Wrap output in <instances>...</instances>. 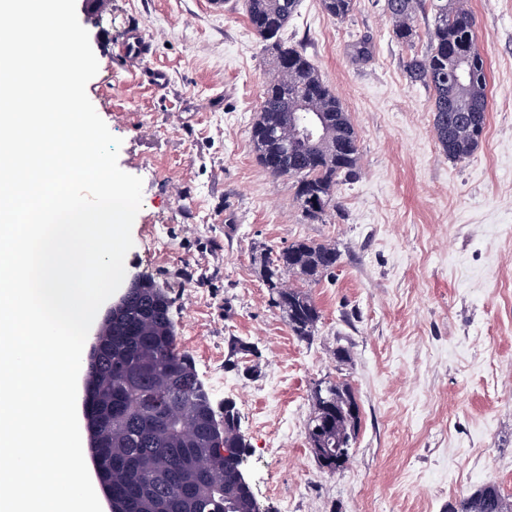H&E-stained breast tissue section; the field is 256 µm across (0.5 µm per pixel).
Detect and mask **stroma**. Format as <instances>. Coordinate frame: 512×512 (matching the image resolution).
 <instances>
[{"label":"stroma","instance_id":"1","mask_svg":"<svg viewBox=\"0 0 512 512\" xmlns=\"http://www.w3.org/2000/svg\"><path fill=\"white\" fill-rule=\"evenodd\" d=\"M223 2L112 0L110 14L84 23L99 65L87 96L122 140L120 169L143 182L126 280L146 276L166 292L216 417L235 404L262 512H448L490 482L512 504V0H467L489 65L488 119L463 161L441 152L432 93L406 74L430 16L408 48L384 0H356L342 21L300 0L288 41L360 142L357 177L319 221L301 213L292 180L256 158L250 129L269 57L245 0ZM130 26L151 43L134 64L110 47ZM154 69L166 85L148 82ZM299 239L341 254L318 282L284 277L321 311L307 342L259 274L264 255ZM233 337L250 351L231 362ZM325 382L347 385L359 406L351 459L333 474L308 442Z\"/></svg>","mask_w":512,"mask_h":512}]
</instances>
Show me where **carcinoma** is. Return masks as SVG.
<instances>
[{"mask_svg": "<svg viewBox=\"0 0 512 512\" xmlns=\"http://www.w3.org/2000/svg\"><path fill=\"white\" fill-rule=\"evenodd\" d=\"M300 0H246L249 24L264 42L273 79L263 90L251 141L264 168L294 180L295 198L306 219L316 221L335 206L339 184L356 176L357 131L341 101L325 83L303 48L288 43L285 31ZM323 11L346 19L354 0H321ZM392 34L411 47L417 37V12L430 8L427 50L407 61L411 81L432 91L433 128L450 160L470 158L487 125V64L477 43L475 19L463 0H385ZM317 112L328 132L307 140L293 121ZM297 141L294 156H280L264 131ZM341 254L333 247L300 240L261 262L260 274L277 292L276 303L288 327L302 341L315 335L320 310L293 288L282 293L275 280L298 273L317 282L334 269ZM99 355L88 363L92 440L104 482L112 486L115 512H257L249 488L238 479L249 445L237 425L235 406L224 407L218 429L209 395L198 384L188 353L177 342L166 293L140 278L123 312L97 337ZM309 426L324 418V433L350 459L359 408L344 384L317 386ZM450 512H512L500 488L487 484Z\"/></svg>", "mask_w": 512, "mask_h": 512, "instance_id": "1", "label": "carcinoma"}]
</instances>
